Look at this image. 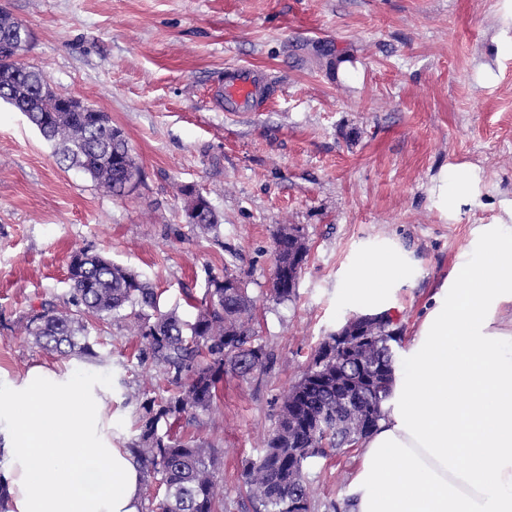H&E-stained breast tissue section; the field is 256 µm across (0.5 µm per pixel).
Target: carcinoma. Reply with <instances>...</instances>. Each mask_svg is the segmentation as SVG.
Masks as SVG:
<instances>
[{
    "mask_svg": "<svg viewBox=\"0 0 512 512\" xmlns=\"http://www.w3.org/2000/svg\"><path fill=\"white\" fill-rule=\"evenodd\" d=\"M22 28L0 12V92L8 89L7 103L54 146L64 168L80 170L115 197L127 195L124 169L116 158L129 167H138V162L109 116L87 104L61 111L57 102L65 95L51 88L39 93L47 79L41 70L28 66L14 74L7 59L20 55L28 43L19 34ZM184 195V212L195 214L194 225L203 232L217 230L219 219L211 206L199 208L198 197L187 189ZM287 229L280 227L274 237L275 249L286 256L302 247L296 239L283 238ZM69 281V300H45L31 310L23 324L25 334L44 350L101 363L104 357L89 342L90 321L130 320L128 328L141 341L139 355L151 361L164 382L160 393L139 388L128 395L139 403L136 438L128 450L156 487L151 512H224L218 452L184 429L212 412L224 372L247 377L270 359L257 342L254 301L243 280L227 270L209 275L201 299L186 295V304L195 310L191 322L175 309L160 310L158 292L149 280L100 253L75 252ZM402 334L399 319L376 317L364 347L384 361L386 371L380 375L359 370L361 350L338 353L334 345L329 354L320 347L315 350L300 379L282 395L263 454L244 472L251 502L263 512H314L307 472L317 459L377 427L394 382V348ZM308 419L322 423L320 434L300 426ZM162 425L167 427L163 434Z\"/></svg>",
    "mask_w": 512,
    "mask_h": 512,
    "instance_id": "carcinoma-1",
    "label": "carcinoma"
}]
</instances>
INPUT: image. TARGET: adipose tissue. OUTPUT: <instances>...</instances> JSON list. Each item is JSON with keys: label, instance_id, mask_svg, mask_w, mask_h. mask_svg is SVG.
Returning <instances> with one entry per match:
<instances>
[{"label": "adipose tissue", "instance_id": "ef3b65f1", "mask_svg": "<svg viewBox=\"0 0 512 512\" xmlns=\"http://www.w3.org/2000/svg\"><path fill=\"white\" fill-rule=\"evenodd\" d=\"M491 197V178L467 164L429 188L451 222ZM497 200L405 340L348 512H512V198ZM415 274L379 244L345 269L339 295L355 315L386 316ZM0 483L7 512H144L141 467L112 442V391L85 371L37 364L0 378Z\"/></svg>", "mask_w": 512, "mask_h": 512}]
</instances>
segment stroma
<instances>
[{
  "mask_svg": "<svg viewBox=\"0 0 512 512\" xmlns=\"http://www.w3.org/2000/svg\"><path fill=\"white\" fill-rule=\"evenodd\" d=\"M497 0H0L25 25L20 59L61 93L106 112L127 137L141 184L116 198L59 166L25 115L0 101V374L72 361L35 345L20 321L45 299L68 298L69 260L105 254L149 279L161 309L194 316L208 272L242 278L259 340L274 358L247 378L225 373L218 401L187 431L222 461L224 512H255L242 474L273 433L279 398L313 351L349 316L338 275L366 245L387 238L421 273L399 293L404 327L454 267L472 225L432 208V177L471 164L512 196V58L477 82L496 33ZM253 67L265 104L227 112L215 91L228 69ZM221 218L188 224L184 188ZM298 226L309 255L292 300L270 296L273 239ZM104 355L97 380L112 388V441L136 436L137 403L118 379L156 385L138 361V337L116 321L92 330ZM357 449L311 470L315 512H345Z\"/></svg>",
  "mask_w": 512,
  "mask_h": 512,
  "instance_id": "1",
  "label": "stroma"
}]
</instances>
